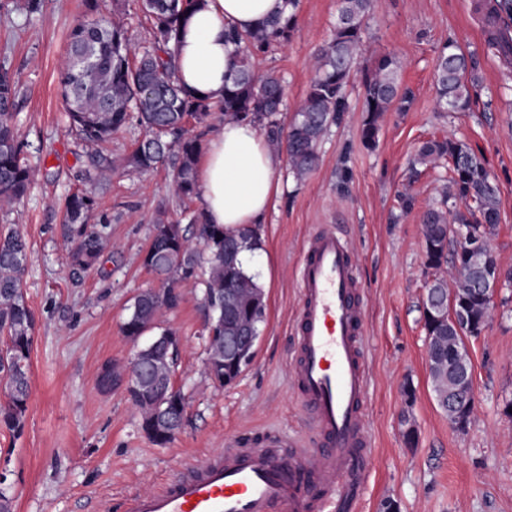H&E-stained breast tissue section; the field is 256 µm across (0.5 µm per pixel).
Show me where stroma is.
<instances>
[{
  "mask_svg": "<svg viewBox=\"0 0 512 512\" xmlns=\"http://www.w3.org/2000/svg\"><path fill=\"white\" fill-rule=\"evenodd\" d=\"M21 3L0 0V63L20 91L14 123L22 156L36 171L26 195L0 209V226H18L28 242L23 289L36 322L24 428H0V486L12 512H123L130 495L243 435L274 428L310 437L290 384L291 328L304 244L326 227L349 240L364 290L374 455L360 512H512V421L504 414L512 403V283L496 293L482 335L468 341L475 413L466 430H454L434 399L423 322L431 272L420 214L439 201L444 171L414 163L423 142L446 136L484 161L500 189L491 249L512 270V59L489 42L483 14L491 0H372L349 109L322 139L317 167L300 181L287 161L276 170L280 192L249 257L267 304L252 362L232 384L209 378L203 283H182L180 304L163 317V327L182 339L173 382L188 401L181 431L165 445L143 432L125 387L101 390L98 377L104 365L125 368L138 348L121 328L135 297L160 286L142 265L158 217L186 230L201 203L176 196L171 165H124L145 135L137 120L99 145L82 143L72 130L58 70L71 28L90 16L84 0H41L30 15ZM99 11L147 43L137 0H99ZM336 16L337 0H299L291 40L256 57L258 70L282 78L288 112L314 78L313 56L330 40ZM450 40L477 61L463 112L436 102L435 59ZM380 54L399 61L413 101L386 115L371 149L361 140V81ZM91 156L104 164L91 187L89 221L106 245L98 265L83 271L69 263L62 203L82 188L79 170ZM403 192L414 199L411 211L401 208Z\"/></svg>",
  "mask_w": 512,
  "mask_h": 512,
  "instance_id": "35a3bbf8",
  "label": "stroma"
}]
</instances>
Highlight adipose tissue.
Listing matches in <instances>:
<instances>
[{"label":"adipose tissue","instance_id":"obj_1","mask_svg":"<svg viewBox=\"0 0 512 512\" xmlns=\"http://www.w3.org/2000/svg\"><path fill=\"white\" fill-rule=\"evenodd\" d=\"M286 11L285 0H201L176 43L180 85L220 104L224 76L236 57L234 45L224 38L225 30L247 31ZM278 165L277 155L256 126L228 121L212 128L197 169L206 221L228 230L262 223L279 188Z\"/></svg>","mask_w":512,"mask_h":512}]
</instances>
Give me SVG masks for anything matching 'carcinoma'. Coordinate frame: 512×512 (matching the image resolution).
Listing matches in <instances>:
<instances>
[{
  "label": "carcinoma",
  "mask_w": 512,
  "mask_h": 512,
  "mask_svg": "<svg viewBox=\"0 0 512 512\" xmlns=\"http://www.w3.org/2000/svg\"><path fill=\"white\" fill-rule=\"evenodd\" d=\"M200 0H142L144 14L152 22L148 45L138 47L120 23L106 17L84 20L69 34L68 49L58 72L61 93L71 125L88 143L103 141L121 131L131 114L148 131L127 159L140 170L157 167L173 158L176 194L183 200L199 196L197 166L201 154L199 137L189 135L188 121L207 123L212 105L187 93L178 83L173 65L174 43L182 23ZM290 8L286 17H276L248 32L233 28L225 38L237 47L236 70L224 84L220 107L224 117L237 122H253L269 129L275 146L285 144L289 166L298 179L317 166L318 145L331 125L339 123L348 110L347 87L353 64L361 54L362 34L371 0H339L332 38L315 57V76L297 112L282 131L280 112L285 98L283 80L271 71L259 72L255 57L290 39L296 29L297 0H285ZM512 0H494L488 21L509 27ZM476 63L453 42L446 43L435 66V91L440 107L464 112L470 104L468 78L474 77ZM398 61L390 55L374 58L362 78V142L367 147L378 141L381 122L393 110L402 111L412 93L398 80ZM18 90L9 69L0 64V203L11 204L24 196L33 171L21 159V145L12 123L18 108ZM449 161L448 184L442 190L441 206L428 207L421 215L427 266L439 273L451 268L454 295L468 297L466 311L475 321L487 325L489 308L468 296L478 271L458 255L457 242L448 237V223L462 224L474 240L485 239L500 220L499 187L483 161L464 143L453 139L424 143L416 163L426 165ZM95 199L86 192L70 194L63 206L62 235L69 249L71 264L82 270L95 266L104 249L96 226L88 223ZM209 252L208 269L202 270L198 246ZM260 246L258 229L227 232L207 223L204 213L193 216L192 232L180 225L158 219L144 267L161 279L156 292L142 295L122 326L125 336H139L143 329L159 321L164 309L180 303L179 284L204 277V300L214 327L207 341L208 353H219L208 367L210 377L220 385L235 381L242 372L224 365V323L251 321L260 331L265 314L258 313L251 300L265 297L250 273L243 253ZM28 260V243L13 228L0 231V335L7 336L0 351V380L5 382L9 402L0 407V427L20 433L31 393L29 355L34 341V317L22 292ZM448 294L447 279L441 275L430 284L424 303L426 335H448V320L433 316L435 300ZM99 387L110 391L122 385V376L106 364L98 379ZM132 404L141 413L143 430L159 445L165 441L149 433L155 409L151 396L129 389Z\"/></svg>",
  "instance_id": "obj_1"
}]
</instances>
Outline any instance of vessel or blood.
<instances>
[{
  "label": "vessel or blood",
  "mask_w": 512,
  "mask_h": 512,
  "mask_svg": "<svg viewBox=\"0 0 512 512\" xmlns=\"http://www.w3.org/2000/svg\"><path fill=\"white\" fill-rule=\"evenodd\" d=\"M290 377L317 434L314 447L275 431L239 439L126 512H358L370 472L364 302L349 242L322 229L299 269Z\"/></svg>",
  "instance_id": "b4317fda"
}]
</instances>
